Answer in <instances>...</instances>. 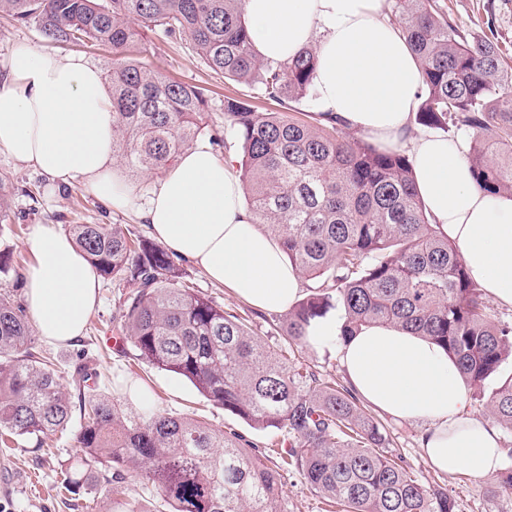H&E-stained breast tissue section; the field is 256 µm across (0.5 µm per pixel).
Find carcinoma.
Listing matches in <instances>:
<instances>
[{
  "mask_svg": "<svg viewBox=\"0 0 512 512\" xmlns=\"http://www.w3.org/2000/svg\"><path fill=\"white\" fill-rule=\"evenodd\" d=\"M420 64L415 122L471 135L467 163L478 188L512 196V66L488 38H468L438 0H391ZM65 43L112 50L113 156L133 172L159 175L201 134L207 89L168 78L126 55L135 39L160 32L185 41L212 70L265 99L299 103L315 94L317 47L288 63L260 59L247 34L243 0H0V16ZM341 121L318 124L259 112L224 98V137L242 149L241 176L255 223L281 244L308 293L282 327L298 347L308 328L341 307L340 336L393 325L423 336L479 389L512 359V327L495 323L416 189L413 162L342 135ZM70 235L105 280L132 287L118 329L136 359L189 380L197 391L265 431H284L283 462L344 512H457L447 488L420 481L389 450L385 426L351 390L288 361L233 310L183 281L177 259L119 224H72ZM100 373L72 374L79 403L52 360L39 353L25 310L0 293V434L43 447L74 412L81 456L60 471L77 495L120 494L129 473L171 512H277L279 472L252 443L189 415H130L87 385ZM492 419L512 435V376L489 400Z\"/></svg>",
  "mask_w": 512,
  "mask_h": 512,
  "instance_id": "1",
  "label": "carcinoma"
}]
</instances>
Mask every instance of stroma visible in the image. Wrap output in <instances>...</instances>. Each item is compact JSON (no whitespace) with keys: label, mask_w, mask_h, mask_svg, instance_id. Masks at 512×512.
<instances>
[{"label":"stroma","mask_w":512,"mask_h":512,"mask_svg":"<svg viewBox=\"0 0 512 512\" xmlns=\"http://www.w3.org/2000/svg\"><path fill=\"white\" fill-rule=\"evenodd\" d=\"M440 3L460 31L471 36H488L504 57L512 61V0H440ZM20 42L40 51L80 54L101 69L106 68L112 56L107 47L56 42L44 37L35 27L0 17V67L4 66L14 45ZM128 55L174 80L211 90L214 109L203 116L206 135L223 134L225 97L251 99L248 87L225 80L223 75L210 70L187 45L162 35H148L132 45ZM0 177L11 187L10 219L0 223V253L12 256L17 274H24L34 259L28 243L29 229L34 224H52L64 231L81 218L94 224H120L138 235L148 233L137 208L148 198L150 176L128 173L127 178L137 192L133 207L126 209L111 207L77 186L50 185L33 169L1 151ZM182 269L190 287L222 308L235 309L247 319L252 331L270 345L286 351L289 357L298 359L303 366L323 377L342 381L335 349L297 347L279 329L282 314L254 309L238 300L229 289L211 284L191 263H183ZM127 293V288L118 283L103 281L100 304L91 314L84 336L65 346L41 342L38 350L53 358L63 378H70L75 365L83 362L101 371L100 392L110 393L113 381L126 380L150 391L155 410L185 413L233 429L255 447H270L271 433L255 430L238 416L213 406L188 380L135 359L130 342L116 347L107 345V335L117 331V318ZM379 420L389 434L392 449L402 456L405 466L423 482L447 485L458 501L460 512H512V496L496 492L493 478L478 481L463 472L448 476L433 470L423 456L421 426L400 423L384 414ZM72 424V430L55 438L49 448L39 449L26 442L13 448L0 447V512H102L106 508L102 498L84 496L68 503L59 492L62 464L80 454L74 429L81 421L76 418ZM281 483L279 512H329L327 502L297 471L283 472Z\"/></svg>","instance_id":"1"}]
</instances>
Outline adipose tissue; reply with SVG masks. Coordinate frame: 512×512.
<instances>
[{
  "label": "adipose tissue",
  "mask_w": 512,
  "mask_h": 512,
  "mask_svg": "<svg viewBox=\"0 0 512 512\" xmlns=\"http://www.w3.org/2000/svg\"><path fill=\"white\" fill-rule=\"evenodd\" d=\"M384 0H244L251 44L261 59L285 63L316 45L319 103L352 129L388 147L404 144L422 84L397 29L382 22ZM0 82V151L48 181L81 186L113 207L128 206L132 183L112 156V97L103 72L78 55L16 44ZM417 191L435 224L460 249L470 276L512 307V197L477 189L462 147L436 133L413 147ZM241 175L199 143L155 184L144 211L151 235L198 266L213 284L266 311L285 312L301 279L276 239L257 231L241 201ZM36 261L25 272V308L52 345L74 342L98 303L95 267L69 235L31 227ZM339 318L314 323L307 342L335 348L351 389L390 417L422 423L423 455L434 470L480 480L505 455L497 428L469 413L453 360L424 338L389 326L339 336Z\"/></svg>",
  "instance_id": "1"
}]
</instances>
